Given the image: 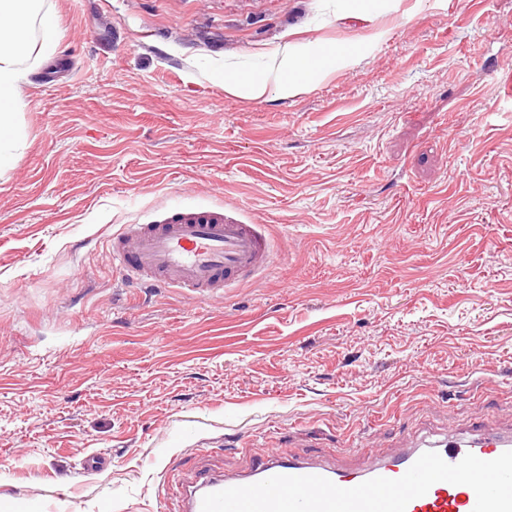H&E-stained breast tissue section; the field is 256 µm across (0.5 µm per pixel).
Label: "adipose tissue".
<instances>
[{"label": "adipose tissue", "mask_w": 512, "mask_h": 512, "mask_svg": "<svg viewBox=\"0 0 512 512\" xmlns=\"http://www.w3.org/2000/svg\"><path fill=\"white\" fill-rule=\"evenodd\" d=\"M40 9V0H0V171L15 159L14 144L20 132L14 122L13 107L19 97L20 58L29 52L30 22ZM354 53L343 47L321 48L318 58L283 50L271 58L261 72H225L224 88L231 93L245 92L261 99L277 92L293 96L309 88L315 78L345 63L356 62Z\"/></svg>", "instance_id": "adipose-tissue-1"}]
</instances>
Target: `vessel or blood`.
Here are the masks:
<instances>
[{
    "mask_svg": "<svg viewBox=\"0 0 512 512\" xmlns=\"http://www.w3.org/2000/svg\"><path fill=\"white\" fill-rule=\"evenodd\" d=\"M272 244L257 224H236L213 215L180 218L165 224H126L112 238V266L128 283L176 288L186 296L203 297L233 287L269 268ZM437 452L447 463L466 454L490 461L512 451V433L494 434L469 425L447 435L424 438L412 448L358 468L323 465L307 460H283L267 454L250 462L241 474L201 476L183 497V512H201L205 495L246 486L275 475L321 476L342 488L375 477L403 476L425 452ZM474 490L447 482L433 484L412 500L406 512H473Z\"/></svg>",
    "mask_w": 512,
    "mask_h": 512,
    "instance_id": "obj_1",
    "label": "vessel or blood"
}]
</instances>
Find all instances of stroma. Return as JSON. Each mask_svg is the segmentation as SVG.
<instances>
[{
	"instance_id": "obj_1",
	"label": "stroma",
	"mask_w": 512,
	"mask_h": 512,
	"mask_svg": "<svg viewBox=\"0 0 512 512\" xmlns=\"http://www.w3.org/2000/svg\"><path fill=\"white\" fill-rule=\"evenodd\" d=\"M0 175V512H177L272 451L348 464L512 429V0H41ZM384 41L368 45L378 30ZM363 44L304 93L225 66ZM264 225L270 271L187 298L125 224ZM97 453L101 473L82 462Z\"/></svg>"
}]
</instances>
